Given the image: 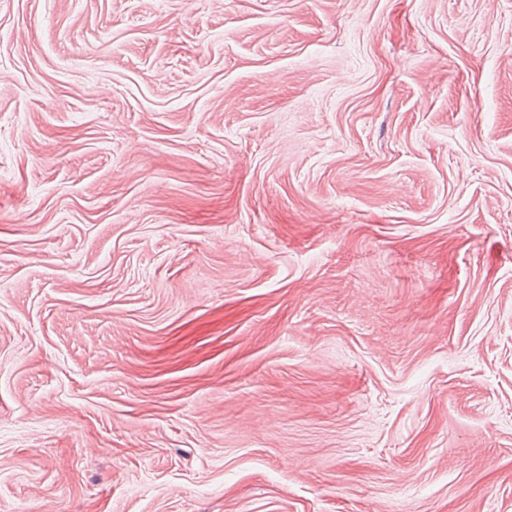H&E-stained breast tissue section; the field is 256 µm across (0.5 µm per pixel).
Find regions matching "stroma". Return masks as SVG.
<instances>
[{
    "label": "stroma",
    "mask_w": 512,
    "mask_h": 512,
    "mask_svg": "<svg viewBox=\"0 0 512 512\" xmlns=\"http://www.w3.org/2000/svg\"><path fill=\"white\" fill-rule=\"evenodd\" d=\"M0 512H512V0H0Z\"/></svg>",
    "instance_id": "obj_1"
}]
</instances>
